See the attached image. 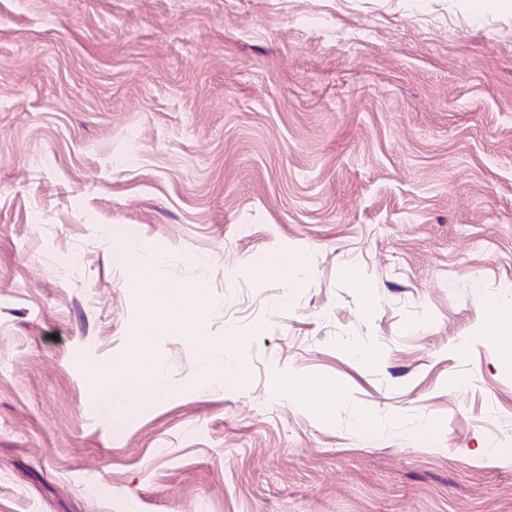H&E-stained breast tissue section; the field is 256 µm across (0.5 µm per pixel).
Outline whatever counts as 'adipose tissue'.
<instances>
[{"label": "adipose tissue", "mask_w": 512, "mask_h": 512, "mask_svg": "<svg viewBox=\"0 0 512 512\" xmlns=\"http://www.w3.org/2000/svg\"><path fill=\"white\" fill-rule=\"evenodd\" d=\"M143 332L150 335L170 328H179L196 334L202 321L208 316L212 301L203 285L181 289L172 300L160 298L147 291L142 295Z\"/></svg>", "instance_id": "adipose-tissue-1"}]
</instances>
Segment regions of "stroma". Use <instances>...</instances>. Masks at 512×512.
Segmentation results:
<instances>
[{"instance_id": "1", "label": "stroma", "mask_w": 512, "mask_h": 512, "mask_svg": "<svg viewBox=\"0 0 512 512\" xmlns=\"http://www.w3.org/2000/svg\"><path fill=\"white\" fill-rule=\"evenodd\" d=\"M194 284L244 377L139 338ZM493 299L512 12L0 0V512H512Z\"/></svg>"}]
</instances>
